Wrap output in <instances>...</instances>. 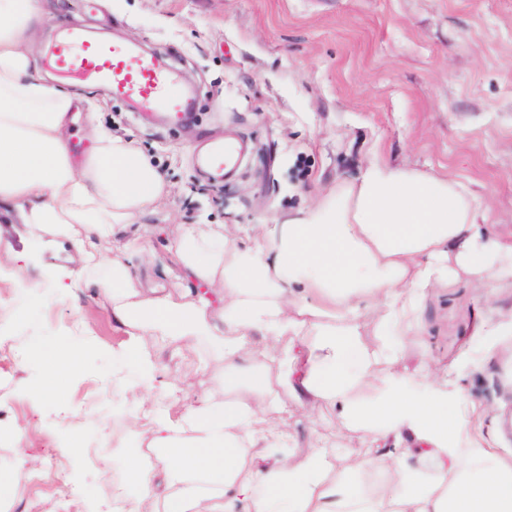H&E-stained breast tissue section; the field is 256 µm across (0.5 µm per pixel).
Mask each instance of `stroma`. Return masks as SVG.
Masks as SVG:
<instances>
[{
	"instance_id": "1",
	"label": "stroma",
	"mask_w": 512,
	"mask_h": 512,
	"mask_svg": "<svg viewBox=\"0 0 512 512\" xmlns=\"http://www.w3.org/2000/svg\"><path fill=\"white\" fill-rule=\"evenodd\" d=\"M40 8L44 75L86 100L70 128L75 154L96 127L147 156L166 184L162 198L100 243L104 265H126L140 288L195 290L175 255L186 226L220 224L244 240L377 158L459 183L512 241V0H96L92 9L86 0H40ZM63 23L153 53L197 87L193 122L145 123L138 107L54 71L44 49ZM224 138L247 141L249 151L216 180L198 151ZM1 249L12 259L0 265V344L12 356L0 361V512H112V487L127 480L113 449L146 448L159 410L176 419L223 398V370L202 346L148 338L156 382L176 383V397L123 393L112 375L135 374L124 350L130 335L99 285L57 286L76 265L67 242L1 206ZM423 320L399 371L455 379L484 409L490 447L511 456L512 335L489 329L512 321V279L477 288L458 274L428 291ZM62 353L78 364L60 382L53 359ZM280 396L300 447L363 449L362 431L333 426L331 408L307 413L288 390ZM61 480L77 498L59 495Z\"/></svg>"
}]
</instances>
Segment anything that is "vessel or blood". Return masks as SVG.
<instances>
[{"label": "vessel or blood", "mask_w": 512, "mask_h": 512, "mask_svg": "<svg viewBox=\"0 0 512 512\" xmlns=\"http://www.w3.org/2000/svg\"><path fill=\"white\" fill-rule=\"evenodd\" d=\"M52 63L60 71L104 84L115 98L164 111L174 125L181 124L190 108L176 79L134 45L92 41L83 30L68 28L52 48Z\"/></svg>", "instance_id": "b4317fda"}]
</instances>
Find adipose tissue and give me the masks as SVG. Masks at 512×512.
<instances>
[{"instance_id":"adipose-tissue-1","label":"adipose tissue","mask_w":512,"mask_h":512,"mask_svg":"<svg viewBox=\"0 0 512 512\" xmlns=\"http://www.w3.org/2000/svg\"><path fill=\"white\" fill-rule=\"evenodd\" d=\"M39 17L38 0H0V202L70 239L74 278L87 282L99 240L132 223L165 184L141 152L104 132L74 158L67 133L82 99L48 84L27 51ZM478 218L474 199L448 179L376 161L245 244L220 224L185 229L177 261L192 280L222 286L220 306L139 290L113 263L104 288L114 319L133 330L126 350L140 364L138 388L155 387L147 336L205 345L224 364L223 401L177 421L165 411L152 418L149 445L162 450L175 484L160 485L127 454L129 483L113 487V505L140 512L153 498L163 512H512V459L485 447L474 426L480 409L452 385L373 370L401 359L403 343L421 333L426 289L454 270L486 288L512 278V243ZM364 304L380 311L371 346L362 340ZM260 354L287 361L279 381L257 363ZM280 384L299 405L324 403L364 430L365 451L344 477L330 475L338 448L310 446L292 466L274 458L293 440L279 420ZM388 438L400 454L381 451ZM412 453L432 459L436 476L408 468ZM367 467L382 473L380 491L350 492Z\"/></svg>"}]
</instances>
